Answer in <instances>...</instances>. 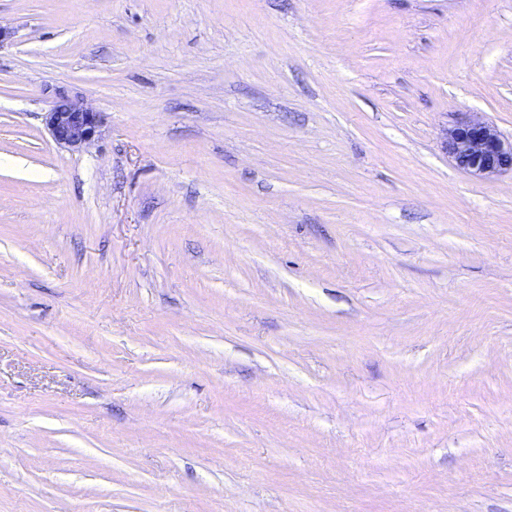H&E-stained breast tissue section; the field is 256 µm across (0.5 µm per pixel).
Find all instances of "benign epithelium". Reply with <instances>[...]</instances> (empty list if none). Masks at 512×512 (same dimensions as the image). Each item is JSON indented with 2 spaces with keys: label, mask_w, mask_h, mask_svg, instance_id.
<instances>
[{
  "label": "benign epithelium",
  "mask_w": 512,
  "mask_h": 512,
  "mask_svg": "<svg viewBox=\"0 0 512 512\" xmlns=\"http://www.w3.org/2000/svg\"><path fill=\"white\" fill-rule=\"evenodd\" d=\"M46 127L61 148L78 151L102 135V113L80 100L61 99L46 112ZM444 149L463 172L491 179L512 172V140H505L495 126L468 116L448 128Z\"/></svg>",
  "instance_id": "1"
}]
</instances>
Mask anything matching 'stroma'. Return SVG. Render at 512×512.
Wrapping results in <instances>:
<instances>
[{
	"label": "stroma",
	"mask_w": 512,
	"mask_h": 512,
	"mask_svg": "<svg viewBox=\"0 0 512 512\" xmlns=\"http://www.w3.org/2000/svg\"><path fill=\"white\" fill-rule=\"evenodd\" d=\"M0 25V512H512V0ZM45 114L46 127L61 148L78 151L102 135V113L80 100H58ZM444 149L463 172L480 179L512 173V140H505L495 126L468 116L448 128Z\"/></svg>",
	"instance_id": "stroma-1"
}]
</instances>
